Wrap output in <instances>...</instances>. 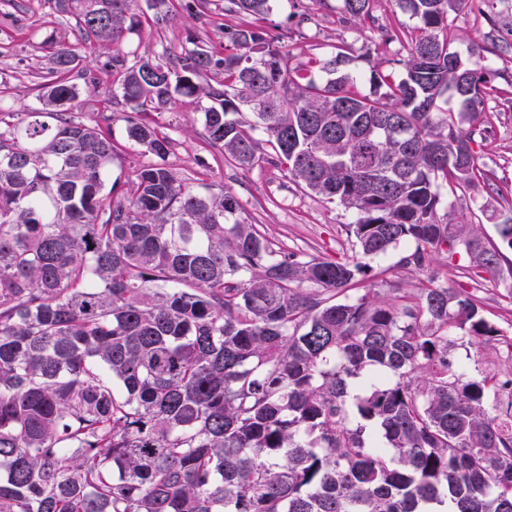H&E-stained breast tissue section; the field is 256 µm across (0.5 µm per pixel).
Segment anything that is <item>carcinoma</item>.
I'll list each match as a JSON object with an SVG mask.
<instances>
[{"label":"carcinoma","instance_id":"1","mask_svg":"<svg viewBox=\"0 0 512 512\" xmlns=\"http://www.w3.org/2000/svg\"><path fill=\"white\" fill-rule=\"evenodd\" d=\"M275 2L227 0L223 50L168 62L128 63L137 0H82L80 27L112 48L132 146L165 159L151 114L196 99L224 160L356 213L351 256L283 249L161 162L110 182V118L66 111L69 46L42 107L0 108V512H512V379L448 359L456 329L512 337L463 288L349 295L405 243L419 272L462 248L499 274L512 202L497 244L439 215L441 188L494 185L492 49L449 36L468 0H396L415 20L383 34L400 67L349 72L343 46L296 65L257 25ZM372 2L342 10L371 22Z\"/></svg>","mask_w":512,"mask_h":512}]
</instances>
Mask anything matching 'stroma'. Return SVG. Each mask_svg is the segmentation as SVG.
<instances>
[{"label":"stroma","mask_w":512,"mask_h":512,"mask_svg":"<svg viewBox=\"0 0 512 512\" xmlns=\"http://www.w3.org/2000/svg\"><path fill=\"white\" fill-rule=\"evenodd\" d=\"M174 8L163 28L142 24L127 34L124 51L128 59L149 57L163 60L179 52L188 38L210 46L224 42V0H173ZM78 0L60 9L57 0H0V105L16 112L38 107V88L52 79L47 41L78 46ZM375 24L346 21L341 0H284L280 9L262 24L268 40L290 52L295 62L346 47L351 71L388 68L401 57L399 44H385L379 26L409 23L394 0H373ZM450 33L458 46L472 40H493L504 52L492 54L488 63L497 73L496 93L490 100L497 118L482 161L495 171L497 190L479 187L444 199L440 217L451 224H471L480 237L496 241V225L504 198H512V0H469V8L452 19ZM107 49L83 52L72 81L79 96L71 110L90 123L100 115L110 116L112 136L124 150L112 167L113 178L127 180L145 157L127 148L126 122L122 108L112 102L116 77ZM172 139L165 164L175 175L201 193L232 192L240 201L242 215L276 245L285 249L333 256L351 254L353 240L346 226L355 215L338 204H328L301 190L280 169L244 170L225 162L211 148L200 121L196 100L182 98L156 117ZM405 247L390 250L373 264L372 282L384 295L394 297L421 288L428 280L454 288L465 282L470 259L466 253L434 255L427 271L400 266ZM472 296L485 319L512 333V251L504 253L501 277L482 282ZM450 358L466 372H486L500 379L512 376V353L466 337L456 339Z\"/></svg>","instance_id":"1"}]
</instances>
